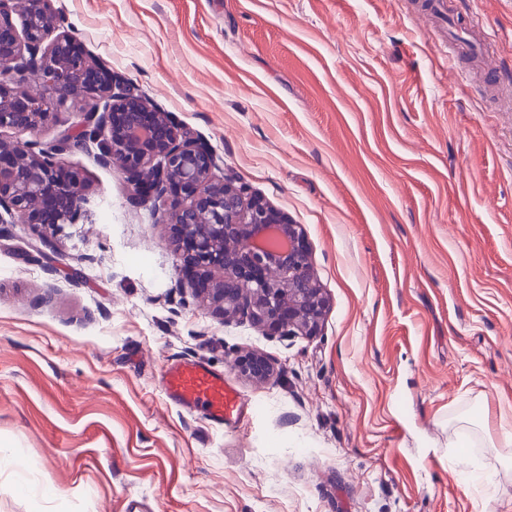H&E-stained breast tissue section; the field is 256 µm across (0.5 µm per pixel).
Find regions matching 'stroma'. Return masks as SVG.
Returning <instances> with one entry per match:
<instances>
[{
	"label": "stroma",
	"mask_w": 512,
	"mask_h": 512,
	"mask_svg": "<svg viewBox=\"0 0 512 512\" xmlns=\"http://www.w3.org/2000/svg\"><path fill=\"white\" fill-rule=\"evenodd\" d=\"M445 3L493 83L439 65L423 0H49L82 55L303 226L330 309L314 336L225 323L121 166L61 155L90 223L0 233V512H512V0ZM91 104L0 137L50 146ZM249 351L270 379L233 369ZM174 360L252 418L174 405ZM160 383L165 396L188 412H200L218 425L240 427L254 413L226 376L201 361H174L161 371Z\"/></svg>",
	"instance_id": "obj_1"
}]
</instances>
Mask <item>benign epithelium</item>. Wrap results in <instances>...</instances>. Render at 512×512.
Here are the masks:
<instances>
[{
	"label": "benign epithelium",
	"mask_w": 512,
	"mask_h": 512,
	"mask_svg": "<svg viewBox=\"0 0 512 512\" xmlns=\"http://www.w3.org/2000/svg\"><path fill=\"white\" fill-rule=\"evenodd\" d=\"M73 36L47 0H0V130L32 131L53 106L77 92L94 98L82 130L63 133L52 151L0 138V223L63 226L87 216L78 176L59 178L57 155L94 145L104 165L118 159L160 221L194 248L182 263L210 282L195 292L224 321L246 318L272 336H314L330 302L320 288L302 225L252 195L244 183L216 174L211 149L185 134L165 112L116 81L112 72L74 53ZM28 81L30 90L17 84ZM247 378L267 380L260 353L237 358Z\"/></svg>",
	"instance_id": "obj_1"
}]
</instances>
